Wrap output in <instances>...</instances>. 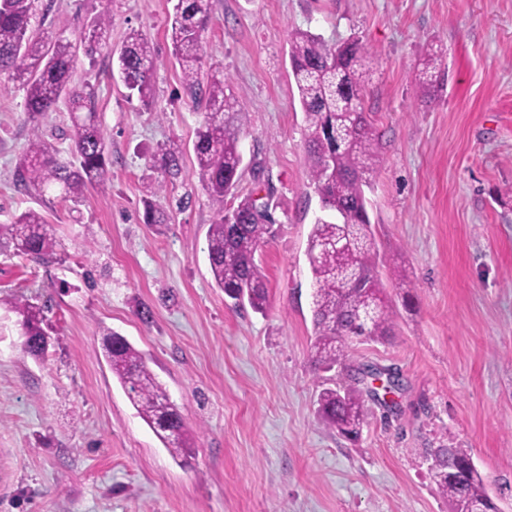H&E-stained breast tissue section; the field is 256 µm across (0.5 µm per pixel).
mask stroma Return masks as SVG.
Masks as SVG:
<instances>
[{"label":"stroma","mask_w":512,"mask_h":512,"mask_svg":"<svg viewBox=\"0 0 512 512\" xmlns=\"http://www.w3.org/2000/svg\"><path fill=\"white\" fill-rule=\"evenodd\" d=\"M46 31L78 38L112 11L109 41L145 33L158 50L152 107L79 59L74 85L97 91L112 182L79 206L18 191L32 124L24 92L0 75V224L40 212L58 262L0 252V512H451L430 476L440 443L470 455L500 512H512V0H215L204 73L224 75L247 124L242 175L225 207L270 201L274 235L256 254L266 313L212 285L207 236L217 207L195 174L207 111L184 91L167 37L170 0H39ZM301 28L372 52L364 110L381 164L367 190L377 270L395 311L391 342H351L354 364L398 376L392 399L362 386L371 410L356 441L323 423L330 375L311 357L309 233L319 212L308 130L288 57ZM443 45L437 99L418 82ZM183 176L143 220L162 143ZM402 267L412 303L392 277ZM25 296L45 307L49 345L23 351ZM125 336L193 432L176 463L99 353Z\"/></svg>","instance_id":"1"}]
</instances>
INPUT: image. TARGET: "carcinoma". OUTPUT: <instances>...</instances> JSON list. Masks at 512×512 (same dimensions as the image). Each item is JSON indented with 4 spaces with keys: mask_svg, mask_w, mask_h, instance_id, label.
Returning <instances> with one entry per match:
<instances>
[{
    "mask_svg": "<svg viewBox=\"0 0 512 512\" xmlns=\"http://www.w3.org/2000/svg\"><path fill=\"white\" fill-rule=\"evenodd\" d=\"M38 2L0 0V74L21 82L26 110L35 122L53 111L61 98H68L73 160L60 159L36 124L15 171L14 185L39 197L52 192L54 198L78 206L88 189L105 190L112 180L110 147L94 91L80 90L71 82L78 53L92 65L103 51L112 50V13L107 8L101 11L83 28L79 41L73 42L62 30L37 32ZM212 7V0H175L168 33L184 90L206 100L209 110L196 132L193 150L198 180L218 206L208 230L212 281L234 303L246 301L262 312L268 304V288L255 255L272 234L273 224L268 204L259 205L252 197L235 208H224V196L236 188L241 176L239 141L247 116L227 92L224 78L202 75L203 32ZM288 42L309 130L307 154L321 212L307 248L313 288L312 358L324 371L340 368L339 380L319 392L318 414L341 436L355 441L367 423L369 409L360 388L361 369L349 364L346 344L357 337L385 342L395 328L394 310L375 273L377 254L365 196L380 164L377 135L363 107L364 60L370 50L357 39L330 44L302 29L292 30ZM120 54L121 76L128 90L150 105L157 61L153 43L134 30L127 34ZM443 57L442 48L427 47L421 70L424 88L442 83ZM154 167L161 180L142 199L143 219L146 224H165L168 217L153 198L182 176L179 147L160 145ZM0 250L44 261L56 254V240L41 213L29 209L13 222L0 224ZM11 305L21 317L25 351L32 356L44 354L48 345L44 307L22 299ZM101 346L137 414L173 456L183 455L190 447V431L142 354L116 332L103 334ZM430 457L435 461L434 482L452 502L454 512H489L484 478L467 453L442 446L431 449Z\"/></svg>",
    "mask_w": 512,
    "mask_h": 512,
    "instance_id": "obj_1",
    "label": "carcinoma"
}]
</instances>
